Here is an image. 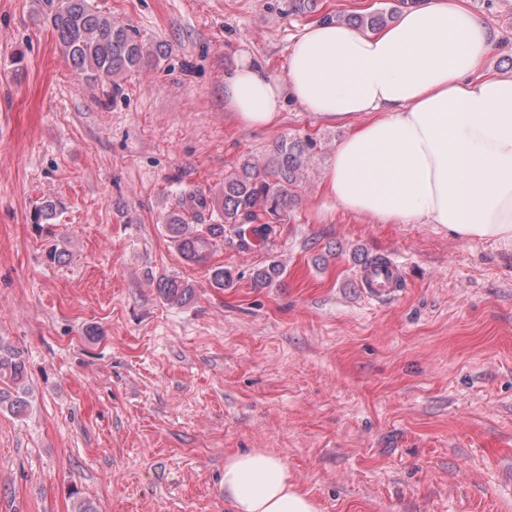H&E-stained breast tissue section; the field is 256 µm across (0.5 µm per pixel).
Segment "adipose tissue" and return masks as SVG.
Here are the masks:
<instances>
[{
	"label": "adipose tissue",
	"instance_id": "adipose-tissue-1",
	"mask_svg": "<svg viewBox=\"0 0 512 512\" xmlns=\"http://www.w3.org/2000/svg\"><path fill=\"white\" fill-rule=\"evenodd\" d=\"M494 41L465 0H419L374 32L319 21L297 36L284 76L241 54L224 108L257 129L289 102L354 122L325 178L345 211L512 245V76L481 72ZM224 498L231 512H319L287 461L260 448L225 456Z\"/></svg>",
	"mask_w": 512,
	"mask_h": 512
}]
</instances>
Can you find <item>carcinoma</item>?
<instances>
[{
  "mask_svg": "<svg viewBox=\"0 0 512 512\" xmlns=\"http://www.w3.org/2000/svg\"><path fill=\"white\" fill-rule=\"evenodd\" d=\"M39 11L55 33L61 51L79 77L93 82H118L157 61L162 51H154L138 38L136 32L98 9L94 0H37ZM396 9L355 15L348 23L375 31L394 18ZM308 139L282 138L259 164L244 159L232 172L224 175L222 193L212 199L203 192L193 193L181 208L164 217V227L179 253L188 261H206L208 250L224 240L230 232L248 244V239L267 241L284 224L295 206V188L302 182L309 150ZM215 214L214 223H205L204 213ZM198 223H188L187 216ZM57 218V203L44 202L35 214V223L48 224ZM285 268L278 261L253 270L251 280L256 288H267L278 282ZM216 288L230 286L234 277L230 270L218 266L210 271ZM159 296L167 303L182 305L192 296L189 283L165 276L157 284ZM0 411L24 415L31 407L25 361L12 347L0 345Z\"/></svg>",
  "mask_w": 512,
  "mask_h": 512,
  "instance_id": "1",
  "label": "carcinoma"
}]
</instances>
